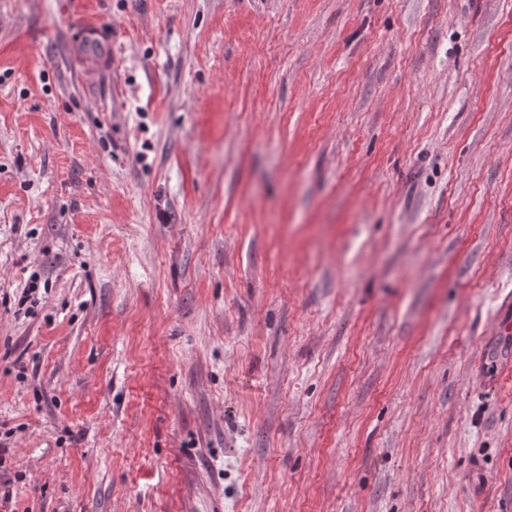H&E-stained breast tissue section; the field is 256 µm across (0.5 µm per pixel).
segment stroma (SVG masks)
<instances>
[{
	"label": "stroma",
	"mask_w": 512,
	"mask_h": 512,
	"mask_svg": "<svg viewBox=\"0 0 512 512\" xmlns=\"http://www.w3.org/2000/svg\"><path fill=\"white\" fill-rule=\"evenodd\" d=\"M511 302L512 0H0V512H512Z\"/></svg>",
	"instance_id": "35a3bbf8"
}]
</instances>
